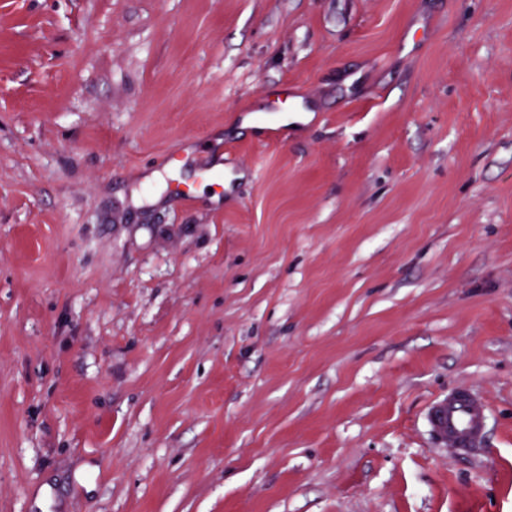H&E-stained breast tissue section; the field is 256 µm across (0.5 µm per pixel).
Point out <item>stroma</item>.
<instances>
[{"instance_id": "35a3bbf8", "label": "stroma", "mask_w": 512, "mask_h": 512, "mask_svg": "<svg viewBox=\"0 0 512 512\" xmlns=\"http://www.w3.org/2000/svg\"><path fill=\"white\" fill-rule=\"evenodd\" d=\"M0 512H512V0H0ZM443 400H448V406L436 418L431 412L430 423L433 428L438 425L448 432V443L441 430L433 429L436 440L446 447L458 449L459 452L476 448L485 434L483 407L467 388H460L440 401Z\"/></svg>"}]
</instances>
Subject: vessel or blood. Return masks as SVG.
<instances>
[{"mask_svg":"<svg viewBox=\"0 0 512 512\" xmlns=\"http://www.w3.org/2000/svg\"><path fill=\"white\" fill-rule=\"evenodd\" d=\"M448 405L437 417L431 418L448 434L449 447L466 452L476 448L485 434L486 420L482 406L474 394L465 388L450 393Z\"/></svg>","mask_w":512,"mask_h":512,"instance_id":"obj_1","label":"vessel or blood"}]
</instances>
